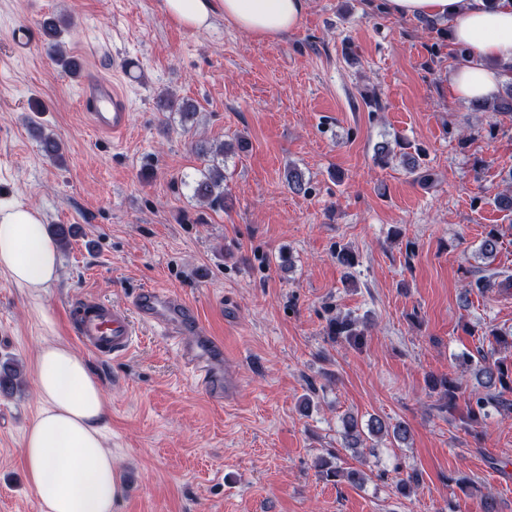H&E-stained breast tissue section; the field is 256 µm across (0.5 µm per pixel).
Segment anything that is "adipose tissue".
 <instances>
[{
    "label": "adipose tissue",
    "mask_w": 512,
    "mask_h": 512,
    "mask_svg": "<svg viewBox=\"0 0 512 512\" xmlns=\"http://www.w3.org/2000/svg\"><path fill=\"white\" fill-rule=\"evenodd\" d=\"M308 0H162L174 21L190 30L216 17L253 36L275 40L302 22ZM400 18L447 22L465 59L448 71L452 97L468 104L493 101L512 81V0H384ZM0 271L37 290L58 280L57 245L36 209L0 206ZM40 409L25 434V469L39 512H112L120 489L104 446L106 399L87 361L66 343L40 348L35 362Z\"/></svg>",
    "instance_id": "1"
}]
</instances>
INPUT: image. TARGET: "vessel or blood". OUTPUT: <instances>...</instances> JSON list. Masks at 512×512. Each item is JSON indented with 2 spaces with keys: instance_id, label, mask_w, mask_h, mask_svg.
Masks as SVG:
<instances>
[{
  "instance_id": "obj_1",
  "label": "vessel or blood",
  "mask_w": 512,
  "mask_h": 512,
  "mask_svg": "<svg viewBox=\"0 0 512 512\" xmlns=\"http://www.w3.org/2000/svg\"><path fill=\"white\" fill-rule=\"evenodd\" d=\"M12 40L24 52L41 41L38 27L17 26ZM80 99L92 126L103 133L120 136L127 128L130 112L120 87L95 71H88L81 85ZM171 325L180 331H192L184 347L195 379L212 399L224 402L234 397L238 388L236 374L223 371L227 353L213 336L189 318L181 300L172 298L164 289L147 286L131 298L129 308L86 300L73 322L74 333L89 350L101 357L122 356L131 349L136 334V320Z\"/></svg>"
}]
</instances>
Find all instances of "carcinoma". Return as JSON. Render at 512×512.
<instances>
[{
    "label": "carcinoma",
    "mask_w": 512,
    "mask_h": 512,
    "mask_svg": "<svg viewBox=\"0 0 512 512\" xmlns=\"http://www.w3.org/2000/svg\"><path fill=\"white\" fill-rule=\"evenodd\" d=\"M54 53L62 69L71 75L79 72L77 61L69 57L63 48L54 45ZM161 106L163 109L173 112L178 111L186 116L195 113V106L189 102H183L172 94L162 95ZM472 110L477 112H512V85L508 86L504 95L488 105H474ZM398 146L404 150L402 153L403 165L414 181L429 186L435 181L434 173L426 164V149L409 142H400ZM41 148L44 154L54 160H63V147L59 139L53 135H47L41 139ZM396 157L394 148L387 142L377 144L374 152V160L377 165L387 167ZM193 196L200 202L221 205L224 203V170L217 164H212L203 178L196 182ZM500 246V237L497 231L490 230L486 233L479 246V254L484 258L496 256ZM328 336L332 339L344 340L353 346L362 344L365 331L360 327L357 319L346 315L336 316L329 320ZM463 363L474 365L473 373L478 386L471 389L467 405V422L477 423L479 419L489 415V408L498 412H512V400L507 398V393L512 392V363L507 365L501 360H490L480 353L478 358L469 354L462 355ZM23 375L22 364L13 358L0 360V395L10 396L14 393ZM429 386L432 391L453 408L456 406L459 385L446 375L430 376ZM410 428L404 422L391 424L380 417H372L367 423L359 422L352 414L342 418V445L344 449L354 453L363 447L366 441L372 437H387L391 444L400 445L408 440ZM322 474L326 479L336 483L345 481L352 486H361L366 477L363 472L346 468L339 463L323 461L321 463ZM419 476L416 472H407L405 476L395 482V493L406 496L413 487L418 485Z\"/></svg>",
    "instance_id": "carcinoma-1"
}]
</instances>
